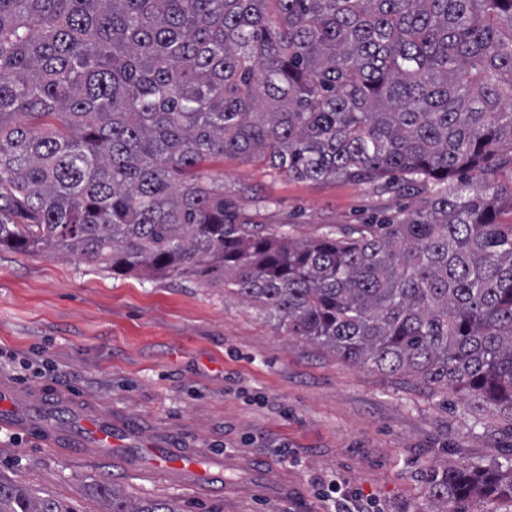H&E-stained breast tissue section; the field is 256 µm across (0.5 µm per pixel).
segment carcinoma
<instances>
[{
  "instance_id": "1",
  "label": "carcinoma",
  "mask_w": 512,
  "mask_h": 512,
  "mask_svg": "<svg viewBox=\"0 0 512 512\" xmlns=\"http://www.w3.org/2000/svg\"><path fill=\"white\" fill-rule=\"evenodd\" d=\"M415 190L296 239L207 162ZM512 0H0V250L192 275L379 371L512 410ZM438 500H512V458ZM111 512H180L105 486ZM0 512H74L0 481Z\"/></svg>"
}]
</instances>
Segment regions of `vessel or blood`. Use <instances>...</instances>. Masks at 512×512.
I'll list each match as a JSON object with an SVG mask.
<instances>
[{
    "mask_svg": "<svg viewBox=\"0 0 512 512\" xmlns=\"http://www.w3.org/2000/svg\"><path fill=\"white\" fill-rule=\"evenodd\" d=\"M0 423L38 435L58 448H88L108 454L116 464L140 468L197 488L217 479V461L198 451L176 447L173 439L147 441L127 448L134 436L129 425L113 421L111 414L88 410L63 399H38L32 392L0 385Z\"/></svg>",
    "mask_w": 512,
    "mask_h": 512,
    "instance_id": "1",
    "label": "vessel or blood"
}]
</instances>
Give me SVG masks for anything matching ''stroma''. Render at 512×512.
Masks as SVG:
<instances>
[{
  "label": "stroma",
  "mask_w": 512,
  "mask_h": 512,
  "mask_svg": "<svg viewBox=\"0 0 512 512\" xmlns=\"http://www.w3.org/2000/svg\"><path fill=\"white\" fill-rule=\"evenodd\" d=\"M206 169L244 218L292 225L301 239L418 203L348 180L293 181L244 157ZM0 383L224 461L222 481L201 490L0 426V478L76 512H110L106 483L182 512H326L337 478L376 512H441L435 473L512 454L511 411L347 363L225 297L221 283L117 277L70 256L0 250Z\"/></svg>",
  "instance_id": "stroma-1"
}]
</instances>
